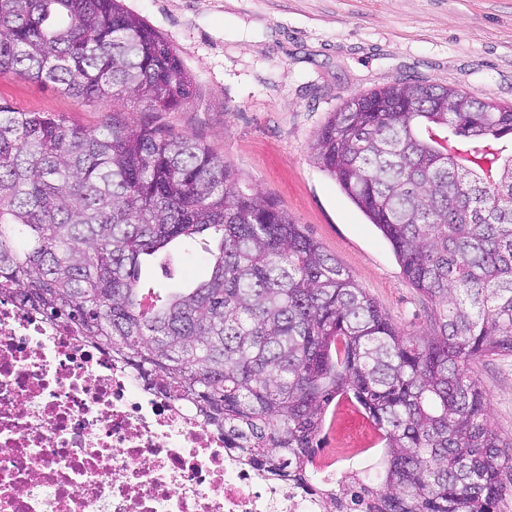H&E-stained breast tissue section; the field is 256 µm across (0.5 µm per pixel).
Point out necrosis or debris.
Here are the masks:
<instances>
[{
	"mask_svg": "<svg viewBox=\"0 0 512 512\" xmlns=\"http://www.w3.org/2000/svg\"><path fill=\"white\" fill-rule=\"evenodd\" d=\"M0 512H320L64 326L0 297Z\"/></svg>",
	"mask_w": 512,
	"mask_h": 512,
	"instance_id": "obj_1",
	"label": "necrosis or debris"
}]
</instances>
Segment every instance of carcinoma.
<instances>
[{
  "label": "carcinoma",
  "instance_id": "obj_1",
  "mask_svg": "<svg viewBox=\"0 0 512 512\" xmlns=\"http://www.w3.org/2000/svg\"><path fill=\"white\" fill-rule=\"evenodd\" d=\"M78 98L178 111L196 85L121 0H0V73ZM399 79L330 113L314 162L376 225L431 327L406 332L270 196L183 133L94 129L0 101V296L104 344L272 476L312 482L329 406L380 434L353 512H497L512 440L472 364L512 355V105ZM456 111H448V102ZM179 241L209 272L141 282Z\"/></svg>",
  "mask_w": 512,
  "mask_h": 512
}]
</instances>
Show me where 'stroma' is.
<instances>
[{
  "instance_id": "stroma-1",
  "label": "stroma",
  "mask_w": 512,
  "mask_h": 512,
  "mask_svg": "<svg viewBox=\"0 0 512 512\" xmlns=\"http://www.w3.org/2000/svg\"><path fill=\"white\" fill-rule=\"evenodd\" d=\"M194 77L182 110L87 101L0 74V99L86 128L122 113L134 127L195 137L275 198L398 325L423 332L432 308L390 244L311 157L330 112L397 79L512 104V0H122ZM493 422L512 439V356L473 366Z\"/></svg>"
}]
</instances>
